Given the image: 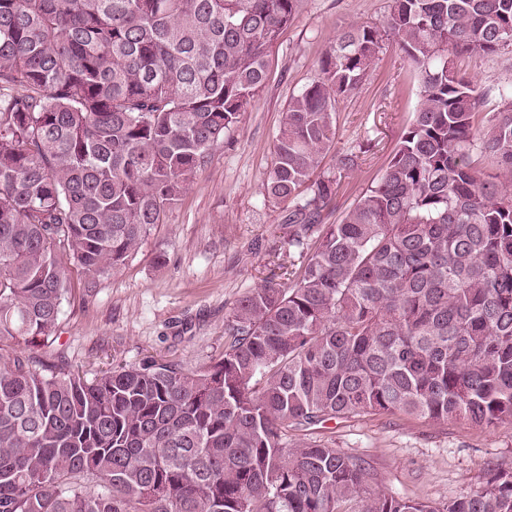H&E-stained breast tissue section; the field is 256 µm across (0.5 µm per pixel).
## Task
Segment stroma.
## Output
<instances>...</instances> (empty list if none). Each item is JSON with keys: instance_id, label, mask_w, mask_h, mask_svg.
Returning <instances> with one entry per match:
<instances>
[{"instance_id": "1", "label": "stroma", "mask_w": 512, "mask_h": 512, "mask_svg": "<svg viewBox=\"0 0 512 512\" xmlns=\"http://www.w3.org/2000/svg\"><path fill=\"white\" fill-rule=\"evenodd\" d=\"M389 0H306L268 56V79L238 126L215 145L166 223L155 225L114 273L73 268L53 340L34 348L50 367L79 369L93 380L113 366L164 357L194 369L224 350V323L236 301L276 273L288 205L263 195L283 111L315 76L337 30L382 23ZM494 112V89L512 81V52L460 58ZM418 103L417 82L395 39H387L362 86L341 100L337 151L366 146L361 166L342 173L325 218L335 223L382 174ZM164 264H156V255ZM318 439L363 460L370 491L442 506L469 492L491 469L512 468V425L435 424L400 414L328 422Z\"/></svg>"}]
</instances>
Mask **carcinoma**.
I'll return each instance as SVG.
<instances>
[{
  "label": "carcinoma",
  "mask_w": 512,
  "mask_h": 512,
  "mask_svg": "<svg viewBox=\"0 0 512 512\" xmlns=\"http://www.w3.org/2000/svg\"><path fill=\"white\" fill-rule=\"evenodd\" d=\"M303 0H0V512H512V470L439 508L368 492L328 443L361 412L512 424V82L498 110L455 58L512 48V0H391L350 25L282 112L268 197L289 202L288 283L238 300L224 352L88 382L27 349L73 263L119 269L267 79ZM393 36L418 106L334 224L314 177L336 107ZM360 155L336 153L351 171ZM490 161L498 173L482 177Z\"/></svg>",
  "instance_id": "carcinoma-1"
}]
</instances>
